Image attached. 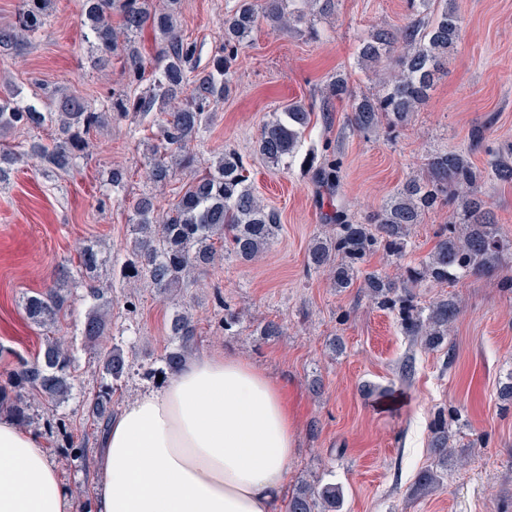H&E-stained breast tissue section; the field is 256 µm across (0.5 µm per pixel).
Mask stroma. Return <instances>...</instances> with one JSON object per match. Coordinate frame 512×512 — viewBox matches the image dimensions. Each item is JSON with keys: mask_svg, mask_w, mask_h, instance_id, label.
Instances as JSON below:
<instances>
[{"mask_svg": "<svg viewBox=\"0 0 512 512\" xmlns=\"http://www.w3.org/2000/svg\"><path fill=\"white\" fill-rule=\"evenodd\" d=\"M237 0H181L179 23L200 47V67L210 66L224 38L221 21ZM462 38L449 51L427 101L408 124L364 135L349 121L346 103L326 98L333 77L345 74L354 94L381 93L387 65L361 62L362 42L377 30L405 23L407 0H336L331 14L308 10L304 24L280 32L261 25L241 55L231 90L214 108L198 149L207 166L216 149H233L249 163L255 195L278 211L280 230L268 250L244 263L221 256L187 293L162 300L151 289L130 294L118 270L100 269L98 282L112 290V315L104 337L92 344L82 334L89 304L73 289L69 315L50 333L71 348L77 375L71 396L56 414L88 449L75 465L58 450L59 433L49 413L33 408L29 431L38 434L70 495L71 512H83L94 495L95 463L103 452L87 408L101 380L97 346L120 345L138 363L154 365L169 343L167 325L189 306L203 336L201 352L243 357L286 384L298 426V445L288 465L284 494L301 483L333 484L343 494L340 512H512V403L498 392L512 381V291L499 274L465 276L448 284L423 282L421 304L457 299L463 312L445 349L426 350L403 336L392 314L352 287L333 288L327 273L307 268L314 237L341 210L364 221L411 178L425 176L436 150H466L485 169L488 148L512 145V0H452ZM81 0H55L50 24L22 52L0 48V89L20 91L42 111H55L44 87L102 100L108 89L126 88L125 56L114 52L100 66L80 24ZM318 30L310 38L307 25ZM302 102L312 124L288 163L272 168L256 152L262 124L280 107ZM486 132L483 148L470 147L472 130ZM147 132L125 119L91 131L86 157L69 173L45 175L35 164L9 171L0 182V382L17 358H33L48 331L30 324L23 296L43 291L59 267L78 268V251L97 244L126 258L133 244L131 202L153 195L161 207L174 201L189 179L157 184L146 176ZM342 164L336 188L317 182L311 168L323 152ZM127 172L122 201L110 200L109 171ZM451 209L430 211L413 225L403 259L371 255L366 266L388 276L431 252ZM241 321L224 333L225 307ZM270 320L281 336L260 334ZM414 356L416 372L401 378L400 365ZM448 420L454 454L442 484L416 493L419 473L435 460L430 426Z\"/></svg>", "mask_w": 512, "mask_h": 512, "instance_id": "35a3bbf8", "label": "stroma"}]
</instances>
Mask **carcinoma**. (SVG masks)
Segmentation results:
<instances>
[{
	"instance_id": "1",
	"label": "carcinoma",
	"mask_w": 512,
	"mask_h": 512,
	"mask_svg": "<svg viewBox=\"0 0 512 512\" xmlns=\"http://www.w3.org/2000/svg\"><path fill=\"white\" fill-rule=\"evenodd\" d=\"M439 0H408L407 23L380 29L363 43L360 58L379 63L394 60L396 71L384 81L380 96L351 94L348 77L337 75L329 84L327 99H348L351 122L368 134L382 124L398 127L422 105L441 71L442 59L460 38L459 19L453 6H436ZM179 0H165L156 7L152 0H82V24L103 56L126 44L127 83L141 85L145 68L131 46V37L149 26L155 33L159 51L155 77L146 91L130 95L112 91L99 108L96 101L67 95L61 89L45 91L58 101V111L43 112L34 104H23L11 90L0 96V134L14 130H34L50 126L56 134L51 142H34L28 149L0 145V180L7 169L33 162L45 173L69 172L87 149V135L114 119L129 116L162 117L157 143L150 145L147 166L150 179L167 183L185 170L196 167L195 146L204 140L212 109L228 92L234 68L252 40L260 22L284 31L305 19L300 11L287 9L288 0H239L224 17V41L216 47L213 65L199 68L200 47L185 37L178 24ZM48 0H19L13 26L0 30V47L27 45L49 18ZM119 18L113 25L112 16ZM314 112L300 102L284 106L281 115L263 125L256 149L270 165L277 166L294 156ZM427 176L409 179L366 221L358 222L344 212L330 217L329 233L313 239L308 249L307 267L328 273L339 289L359 287L378 305L396 317L401 333L426 349L448 343V336L462 312L454 299L438 298L427 307L417 304L413 292L429 280L446 283L461 275H484L500 266L509 241L500 233L488 203L478 192L482 172L473 167L462 151H435L427 158ZM246 165L236 151L224 149L203 173H194L184 191L168 209L155 198L143 195L133 203L134 246L120 265V275L129 288L145 286L165 296L188 288L214 266L218 249L244 261H253L271 244L280 227L279 213L261 201L248 184ZM341 162L325 154L313 171L322 184L335 187L340 182ZM487 175L497 181L512 182V147L491 154ZM456 208L457 221L443 225L425 262L407 265L388 277L368 270L367 257L382 250L395 257L407 251L410 229L421 223L438 206ZM85 279L74 282L86 286L93 305L83 323V334L95 342L105 333L112 296L93 284L90 274L107 259L93 245L78 253ZM28 320L39 327H52L68 316V294L52 285L28 295L22 301ZM170 345L159 358L173 373L198 347L197 326L192 314L176 312L169 325ZM101 383L89 405L98 433L106 431L112 418V395L135 364V359L114 344L98 352ZM71 356L65 341L47 337L42 355L21 358L0 385V413L6 412L20 424L30 423L29 409L38 404L56 410L73 389ZM431 447L437 463L420 472L416 490L440 485L438 469L448 461V420L438 418L431 426ZM342 492L334 484L303 483L288 496L287 512H338Z\"/></svg>"
}]
</instances>
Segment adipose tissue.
<instances>
[{"label":"adipose tissue","mask_w":512,"mask_h":512,"mask_svg":"<svg viewBox=\"0 0 512 512\" xmlns=\"http://www.w3.org/2000/svg\"><path fill=\"white\" fill-rule=\"evenodd\" d=\"M298 433L286 388L250 361L189 359L113 415L94 512H278ZM36 434L0 416V512H69Z\"/></svg>","instance_id":"1"}]
</instances>
